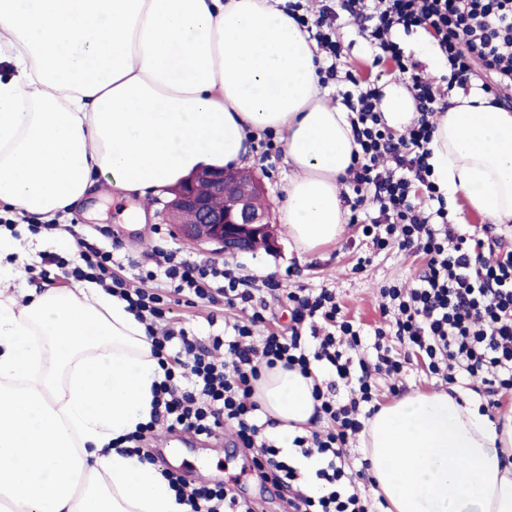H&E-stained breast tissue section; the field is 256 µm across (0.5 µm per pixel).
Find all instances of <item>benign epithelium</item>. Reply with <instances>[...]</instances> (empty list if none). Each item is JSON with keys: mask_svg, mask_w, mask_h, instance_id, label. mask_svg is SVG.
<instances>
[{"mask_svg": "<svg viewBox=\"0 0 512 512\" xmlns=\"http://www.w3.org/2000/svg\"><path fill=\"white\" fill-rule=\"evenodd\" d=\"M265 189L252 170H199L166 190L161 214L181 238L224 256L279 250Z\"/></svg>", "mask_w": 512, "mask_h": 512, "instance_id": "7a95c632", "label": "benign epithelium"}]
</instances>
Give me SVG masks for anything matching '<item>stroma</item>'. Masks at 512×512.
<instances>
[{"instance_id": "35a3bbf8", "label": "stroma", "mask_w": 512, "mask_h": 512, "mask_svg": "<svg viewBox=\"0 0 512 512\" xmlns=\"http://www.w3.org/2000/svg\"><path fill=\"white\" fill-rule=\"evenodd\" d=\"M337 35L342 43L339 68L351 72L353 79L326 85L328 99L339 102L341 93L351 90L356 80L371 79L377 87H385L391 72L374 65V53L358 27L342 24ZM159 209L158 203L148 201L140 205L132 199L114 197L107 191L93 194L81 205L70 208L62 222L75 229L79 236L111 251L122 263L123 274L133 287L140 286L142 269L154 267V250L159 246L180 250L198 262L223 264L222 256L177 236L171 225L162 222ZM274 229L280 244L279 252L242 253L235 256V263L248 274L261 268L272 269L285 288H334L348 317L356 319L362 327L365 340L362 355H371L374 329L385 321L379 307L380 287L395 279L412 281L423 267L422 258L396 248L373 251L362 234L361 224L350 222L339 242L325 246L316 255L303 260L282 224H275ZM365 256L370 259L369 265L358 268V258ZM241 316L240 310L225 307L223 302L191 298L172 304L169 320L204 342L209 337L223 335L225 324L233 323ZM174 447L180 451L178 468L191 472L194 485L210 486L220 482L249 500L256 512H289L288 492L257 478L255 450L240 447L232 430L223 429L209 438L187 432L178 437L159 426L148 437L149 450Z\"/></svg>"}]
</instances>
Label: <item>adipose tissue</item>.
<instances>
[{"instance_id":"1","label":"adipose tissue","mask_w":512,"mask_h":512,"mask_svg":"<svg viewBox=\"0 0 512 512\" xmlns=\"http://www.w3.org/2000/svg\"><path fill=\"white\" fill-rule=\"evenodd\" d=\"M281 0H0V204L49 220L100 184L140 199L192 170L248 163L268 132L291 168L278 210L299 254L344 233L356 143L319 81L317 50ZM433 177L492 224L512 222V112L451 93ZM380 107L401 131L413 99ZM32 249L0 236V512H186L143 454L114 445L151 418L163 370L145 326L96 282L7 290ZM314 381L263 368L254 400L280 447L314 425ZM361 446L387 512H512V405L416 392L383 404Z\"/></svg>"}]
</instances>
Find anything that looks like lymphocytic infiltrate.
<instances>
[{
  "label": "lymphocytic infiltrate",
  "instance_id": "obj_1",
  "mask_svg": "<svg viewBox=\"0 0 512 512\" xmlns=\"http://www.w3.org/2000/svg\"><path fill=\"white\" fill-rule=\"evenodd\" d=\"M283 9L313 32L324 60L318 70L324 85L337 77L341 14L367 20L363 34L376 62L390 66L415 103L416 116L399 135L383 119L374 83L343 95L357 145L345 176L354 192L349 206L356 211L370 199L377 207L362 233L373 249L395 247L424 259L413 285L392 281L381 287L382 311L391 320L374 331L372 359L358 357L362 330L330 288L288 289L267 281L265 289L289 308L290 325L283 334L261 331L267 321L261 288L236 265L199 264L170 251L157 269L144 274L148 281L163 279L164 287L132 290L113 275L110 252L80 240L70 276L96 281L127 301L144 323L165 372L154 390L153 421L196 435L232 423L245 447L260 450L256 466L262 478L279 488L292 489L300 473L266 435L252 382L265 365L297 368L306 376L319 365L334 373V381L313 390L326 429L293 441L303 456L320 458L319 492L294 495L289 505L293 512H373L355 489L343 450L362 431L363 414L378 409V377L401 378L414 359L448 385L481 379L482 394L489 398L512 390V249L505 247L504 235L470 231L449 218L429 163L433 117L449 89L470 90L475 77L486 94L512 85V0H339L338 7L317 11L306 0H286ZM418 28L448 61L444 84L425 78L393 38L396 31ZM184 293L208 301L219 295L227 307L250 310L248 321L233 323L230 335L214 339L225 360L214 359L185 333L158 330L170 296ZM167 479L187 512H254L221 486L192 488L173 472Z\"/></svg>",
  "mask_w": 512,
  "mask_h": 512
}]
</instances>
